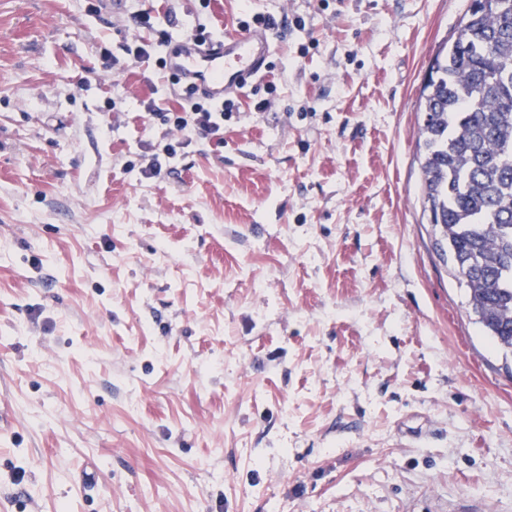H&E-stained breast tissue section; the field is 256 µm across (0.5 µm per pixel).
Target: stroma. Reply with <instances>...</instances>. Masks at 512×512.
Returning a JSON list of instances; mask_svg holds the SVG:
<instances>
[{
	"mask_svg": "<svg viewBox=\"0 0 512 512\" xmlns=\"http://www.w3.org/2000/svg\"><path fill=\"white\" fill-rule=\"evenodd\" d=\"M469 3L0 0V512H512V356L421 202ZM138 9L287 17L272 90L168 130Z\"/></svg>",
	"mask_w": 512,
	"mask_h": 512,
	"instance_id": "stroma-1",
	"label": "stroma"
}]
</instances>
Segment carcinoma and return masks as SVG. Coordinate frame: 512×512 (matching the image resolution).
I'll return each instance as SVG.
<instances>
[{
    "label": "carcinoma",
    "instance_id": "carcinoma-1",
    "mask_svg": "<svg viewBox=\"0 0 512 512\" xmlns=\"http://www.w3.org/2000/svg\"><path fill=\"white\" fill-rule=\"evenodd\" d=\"M428 72L419 145L435 245L512 353V0H470Z\"/></svg>",
    "mask_w": 512,
    "mask_h": 512
}]
</instances>
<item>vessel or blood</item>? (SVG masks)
I'll return each mask as SVG.
<instances>
[{
  "label": "vessel or blood",
  "instance_id": "1",
  "mask_svg": "<svg viewBox=\"0 0 512 512\" xmlns=\"http://www.w3.org/2000/svg\"><path fill=\"white\" fill-rule=\"evenodd\" d=\"M270 49V33L261 27L231 31L220 40L187 38L170 54L168 70L191 82L199 95L221 102L263 77Z\"/></svg>",
  "mask_w": 512,
  "mask_h": 512
}]
</instances>
